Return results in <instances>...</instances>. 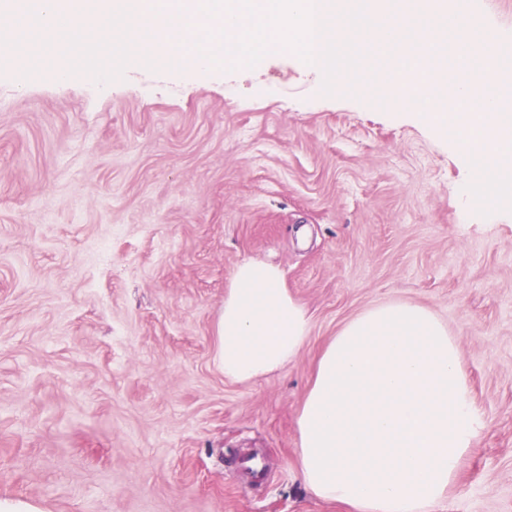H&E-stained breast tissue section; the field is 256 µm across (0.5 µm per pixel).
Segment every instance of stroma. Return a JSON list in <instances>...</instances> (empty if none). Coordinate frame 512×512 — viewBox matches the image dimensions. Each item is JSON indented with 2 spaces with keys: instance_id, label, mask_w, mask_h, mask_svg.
Masks as SVG:
<instances>
[{
  "instance_id": "35a3bbf8",
  "label": "stroma",
  "mask_w": 512,
  "mask_h": 512,
  "mask_svg": "<svg viewBox=\"0 0 512 512\" xmlns=\"http://www.w3.org/2000/svg\"><path fill=\"white\" fill-rule=\"evenodd\" d=\"M0 48V502L39 512H344L298 470L326 344L430 308L483 421L435 512H512V210L481 215L447 139L321 92L291 51L100 84ZM280 267L297 357L215 362L235 267Z\"/></svg>"
}]
</instances>
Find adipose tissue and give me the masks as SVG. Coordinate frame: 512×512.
<instances>
[{"label":"adipose tissue","mask_w":512,"mask_h":512,"mask_svg":"<svg viewBox=\"0 0 512 512\" xmlns=\"http://www.w3.org/2000/svg\"><path fill=\"white\" fill-rule=\"evenodd\" d=\"M310 318L279 267L239 264L215 360L248 383L292 361ZM299 475L351 512H433L482 428L457 340L429 308L392 301L347 321L321 354L296 420Z\"/></svg>","instance_id":"obj_1"}]
</instances>
